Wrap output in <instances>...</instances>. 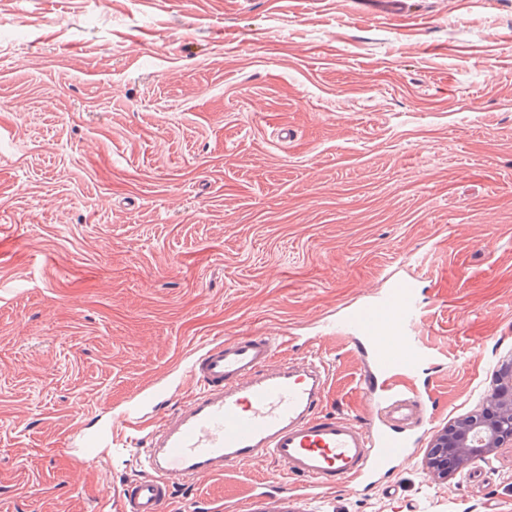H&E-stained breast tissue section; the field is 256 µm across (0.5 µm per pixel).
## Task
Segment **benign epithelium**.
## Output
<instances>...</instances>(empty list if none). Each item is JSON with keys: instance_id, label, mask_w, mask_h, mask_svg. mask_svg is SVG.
<instances>
[{"instance_id": "7a95c632", "label": "benign epithelium", "mask_w": 512, "mask_h": 512, "mask_svg": "<svg viewBox=\"0 0 512 512\" xmlns=\"http://www.w3.org/2000/svg\"><path fill=\"white\" fill-rule=\"evenodd\" d=\"M507 441H512V357L496 370L476 410L436 430L423 470L430 480L446 484L474 462L490 459Z\"/></svg>"}]
</instances>
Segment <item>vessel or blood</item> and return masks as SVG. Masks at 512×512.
<instances>
[{
  "mask_svg": "<svg viewBox=\"0 0 512 512\" xmlns=\"http://www.w3.org/2000/svg\"><path fill=\"white\" fill-rule=\"evenodd\" d=\"M421 293L396 280L378 299L342 308L336 335L362 341L372 375L363 420L324 415L326 364L282 358V337L255 334L204 346L189 369L191 392L146 437L143 475L122 488L123 512H166L172 487L225 468L268 460L290 482L362 487L408 460L412 424L434 416L411 384L431 355L413 333Z\"/></svg>",
  "mask_w": 512,
  "mask_h": 512,
  "instance_id": "b4317fda",
  "label": "vessel or blood"
}]
</instances>
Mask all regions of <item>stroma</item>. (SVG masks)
Returning <instances> with one entry per match:
<instances>
[{
	"mask_svg": "<svg viewBox=\"0 0 512 512\" xmlns=\"http://www.w3.org/2000/svg\"><path fill=\"white\" fill-rule=\"evenodd\" d=\"M0 0V512H99L206 342L322 354L355 418L365 361L331 328L405 276L436 412L373 487L298 495L276 466L167 512H512V444L446 484L436 428L512 357V0ZM105 434L78 470L83 438Z\"/></svg>",
	"mask_w": 512,
	"mask_h": 512,
	"instance_id": "stroma-1",
	"label": "stroma"
}]
</instances>
